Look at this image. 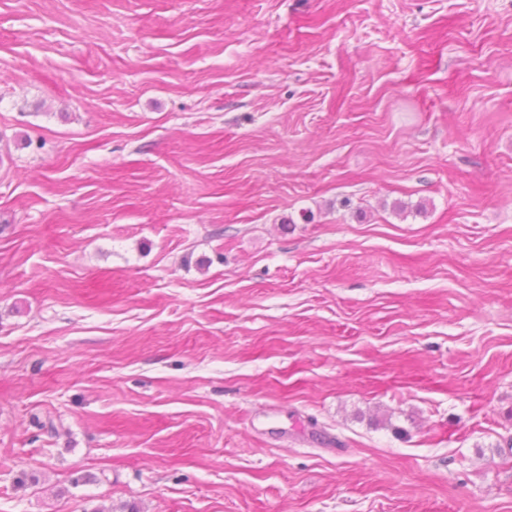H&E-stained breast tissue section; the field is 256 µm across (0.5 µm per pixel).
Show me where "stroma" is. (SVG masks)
Masks as SVG:
<instances>
[{
  "mask_svg": "<svg viewBox=\"0 0 512 512\" xmlns=\"http://www.w3.org/2000/svg\"><path fill=\"white\" fill-rule=\"evenodd\" d=\"M130 504L512 512V0H0V512Z\"/></svg>",
  "mask_w": 512,
  "mask_h": 512,
  "instance_id": "1",
  "label": "stroma"
}]
</instances>
